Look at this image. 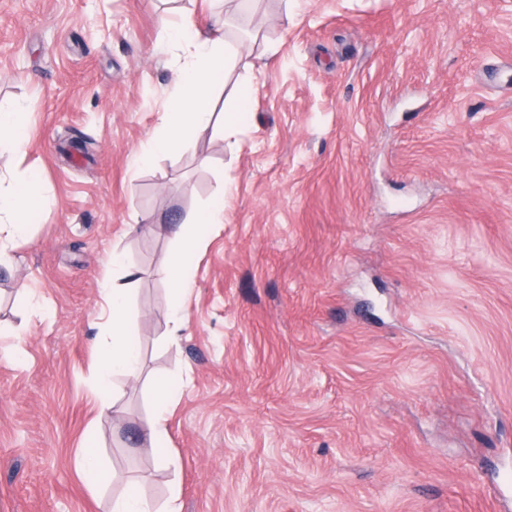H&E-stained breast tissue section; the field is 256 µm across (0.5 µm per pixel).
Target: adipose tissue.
<instances>
[{"instance_id":"ef3b65f1","label":"adipose tissue","mask_w":512,"mask_h":512,"mask_svg":"<svg viewBox=\"0 0 512 512\" xmlns=\"http://www.w3.org/2000/svg\"><path fill=\"white\" fill-rule=\"evenodd\" d=\"M170 42L183 45L185 59L178 68L175 89L158 114V128L148 146L138 155L149 161L157 154L179 151L200 129L219 123L222 131L235 132L245 103L214 110V92L229 70H239L242 91H249L256 66L245 61L240 41L230 39L223 29L201 28L192 21H163ZM41 204L30 186L23 182L0 183V261L8 258L15 240L27 238L29 217ZM102 296L110 311L109 338L99 344L101 378L136 377L141 362L138 343L130 334V291L126 288H104Z\"/></svg>"}]
</instances>
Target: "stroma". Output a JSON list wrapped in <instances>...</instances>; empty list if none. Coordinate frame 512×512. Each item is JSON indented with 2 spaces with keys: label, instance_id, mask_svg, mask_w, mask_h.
Listing matches in <instances>:
<instances>
[{
  "label": "stroma",
  "instance_id": "stroma-1",
  "mask_svg": "<svg viewBox=\"0 0 512 512\" xmlns=\"http://www.w3.org/2000/svg\"><path fill=\"white\" fill-rule=\"evenodd\" d=\"M237 131L132 163L224 0H0V176L46 202L0 281V512H512V0H249ZM201 224L185 320L158 277ZM138 274L137 378L98 409L103 281ZM42 310L32 314L30 304ZM178 341H171V333ZM184 388L165 448L156 388ZM93 441L119 483L89 484ZM18 112L0 110V148H19L22 138L18 132ZM90 448V445L86 446L79 455L77 460L79 470L94 482L101 481L104 478L112 480L113 475H108L100 469L98 458ZM178 496L173 494L164 506V510L155 511L153 506L142 496L128 493L116 498L112 503L113 512H180Z\"/></svg>",
  "mask_w": 512,
  "mask_h": 512
}]
</instances>
